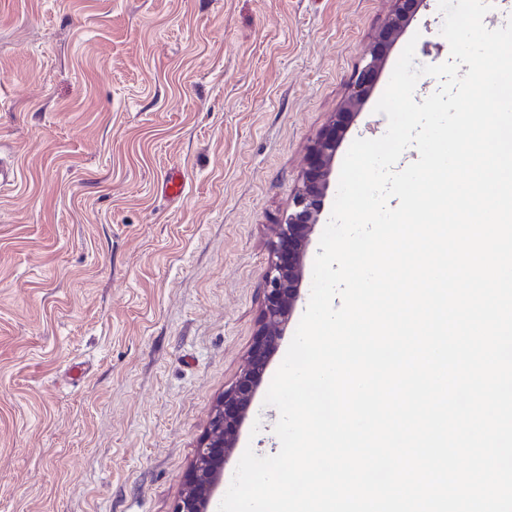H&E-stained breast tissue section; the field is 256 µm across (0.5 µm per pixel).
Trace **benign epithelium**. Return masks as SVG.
Instances as JSON below:
<instances>
[{
    "instance_id": "benign-epithelium-1",
    "label": "benign epithelium",
    "mask_w": 512,
    "mask_h": 512,
    "mask_svg": "<svg viewBox=\"0 0 512 512\" xmlns=\"http://www.w3.org/2000/svg\"><path fill=\"white\" fill-rule=\"evenodd\" d=\"M419 4L420 0H394L391 16L370 59L355 75L350 96L310 148L308 170L295 197L294 208L277 226L274 261L266 277L261 329L242 375L224 392V400L212 419L210 432L197 448L188 487L176 502L173 512H208L223 477L224 458L236 445L241 422L253 400L255 385L265 371L269 355L278 346L282 330L299 298L306 248L324 206L331 164L342 133L375 80L385 45L397 38L404 22Z\"/></svg>"
}]
</instances>
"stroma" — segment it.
<instances>
[{"mask_svg":"<svg viewBox=\"0 0 512 512\" xmlns=\"http://www.w3.org/2000/svg\"><path fill=\"white\" fill-rule=\"evenodd\" d=\"M392 0H0V512H172L261 326L308 152ZM438 0L389 48L333 161L299 299L229 455L279 452L265 404L308 305L343 158L407 43L447 61ZM181 198L161 190L168 169Z\"/></svg>","mask_w":512,"mask_h":512,"instance_id":"obj_1","label":"stroma"}]
</instances>
